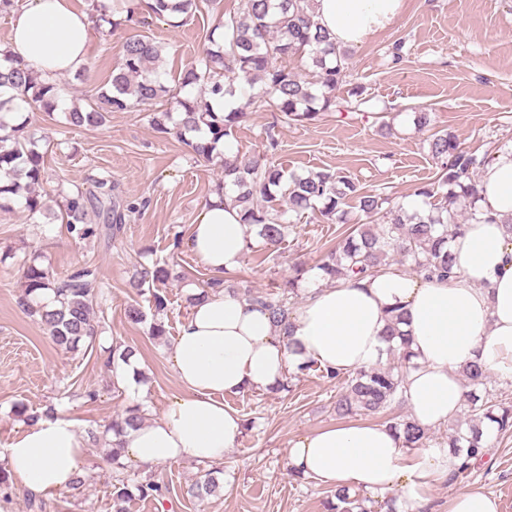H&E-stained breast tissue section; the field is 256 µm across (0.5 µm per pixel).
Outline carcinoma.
<instances>
[{
	"label": "carcinoma",
	"mask_w": 512,
	"mask_h": 512,
	"mask_svg": "<svg viewBox=\"0 0 512 512\" xmlns=\"http://www.w3.org/2000/svg\"><path fill=\"white\" fill-rule=\"evenodd\" d=\"M217 0H154L153 15L171 19H187L213 6ZM98 25L114 28L111 7L105 0L94 5ZM310 0H244L240 13L219 17L215 28L224 29L223 39L208 36L209 45L199 64L186 69L181 86L202 84L197 97L187 95L177 101V120L172 113L163 112L153 118L154 125L168 131L173 122L176 135L194 154L208 162L220 161L224 185L234 188V203L240 206L242 221L256 228V237L267 250L279 247L288 225L282 221L283 212L271 206L275 194L286 200L288 210L300 215L308 210L323 217L344 222L349 201L358 203L368 217L379 216L377 224H360L328 251L317 265L323 279L330 284L346 279H361L389 265V259L427 278L454 277L450 241L464 228L459 221L467 213V221H478V190L476 176L493 160V152L479 156L464 150L455 137L446 131L433 130L432 113H415L414 124L430 132L429 153L437 165L434 180L417 190L424 208L410 212L402 204L382 194L362 191L353 180L333 173L319 171L302 176L288 172L272 162L279 142L274 129L278 123L303 124L320 119L328 112H357L363 104L358 93L346 99L336 95L345 76L347 56L314 29ZM302 54L311 61V78L304 79L281 61ZM159 46L146 36L129 39L120 62L112 69L108 88L98 92L87 107H73L67 112V123L74 127H98L105 124L109 114L129 109L134 104H146L167 96L169 87L160 78L157 63ZM253 86L261 81L264 90L250 96L247 105L255 111L271 112L275 124L265 130L270 157L252 158L244 163L218 157V143L235 137L242 122L248 118L243 109L231 108L217 112L210 104L213 98L234 95V81ZM57 84L42 79L29 67L12 57L0 64V209L23 199L22 208L32 221L42 213L44 203L39 187L44 180V155L28 135L29 116L23 114L22 104L36 103L46 114L58 107ZM60 217L70 233L81 239L107 236L120 231L122 224L144 209L148 201L124 200L117 184L107 176L90 178V187L73 191L60 190ZM102 218L100 224L87 222L89 210ZM23 291L20 308L37 321L53 343L68 352H86L94 347L98 336L95 309L99 305L97 268L80 265L65 277H59L44 267L38 259L24 261L21 266ZM169 279L167 262L142 267L132 274V285L142 289L148 284ZM302 269L288 279L283 294L260 293L246 289L242 297L260 304L268 312L274 326L288 318L290 308L285 294L298 295ZM402 315H392L388 328L389 359L383 365L350 373L326 371L312 361L300 365L288 379H299L311 372L335 381L340 386L333 410L340 418L372 416L404 403V369L410 364L409 338L399 329ZM137 355L132 346H111L99 350L105 367L127 361ZM461 375L469 388L463 405L464 416L448 425V446L461 462L452 477H465L488 454L485 431L499 437L512 434V401L491 385L490 373L474 361L466 365ZM144 422L139 407L128 408L104 430H89L88 438L106 441L110 431L121 434L127 427ZM389 428L400 432L405 447L426 446L430 429L406 416H395ZM108 458L112 461V509L127 512L126 502L133 497L162 501L169 488L151 476L140 473L122 461V448L108 442ZM223 467L214 462L204 463L201 475L187 486L186 495L202 500L219 487ZM336 512H372L365 499L345 491L335 493Z\"/></svg>",
	"instance_id": "1"
}]
</instances>
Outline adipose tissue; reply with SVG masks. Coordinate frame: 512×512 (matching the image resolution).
I'll use <instances>...</instances> for the list:
<instances>
[{
  "instance_id": "obj_1",
  "label": "adipose tissue",
  "mask_w": 512,
  "mask_h": 512,
  "mask_svg": "<svg viewBox=\"0 0 512 512\" xmlns=\"http://www.w3.org/2000/svg\"><path fill=\"white\" fill-rule=\"evenodd\" d=\"M405 0H313V19L339 46H353L400 17ZM90 14L72 0H26L15 13L8 53L48 79L87 63ZM480 210L490 224L466 225L450 251V280L396 266L360 280L311 287L305 300L274 327L258 304L209 291L195 303L170 349L183 392L154 419L120 438L127 458L141 465L178 459L217 462L235 448L243 419L225 396L265 391L312 359L338 372L376 366L385 357L392 311L403 312L413 368L405 374L409 414L435 428L462 406L463 366L479 361L512 379V150L496 154L480 181ZM247 226L230 197L214 196L200 212L187 247L212 276L236 272L245 256ZM88 437L77 423L55 416L26 423L7 448L10 475L33 496L68 490ZM457 463L447 442L414 450L384 424L330 425L298 436L288 450L294 474L320 484L370 494L397 492L424 512L432 489Z\"/></svg>"
}]
</instances>
